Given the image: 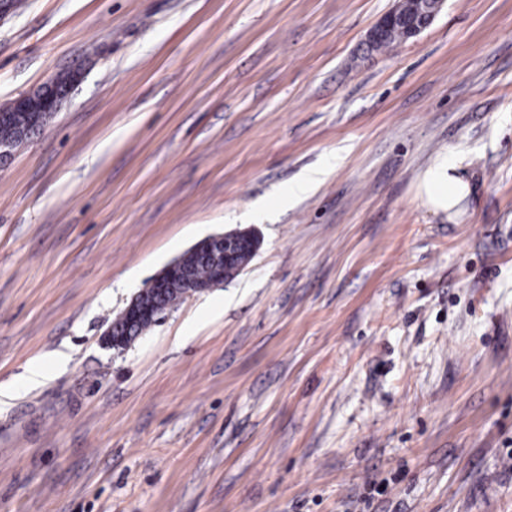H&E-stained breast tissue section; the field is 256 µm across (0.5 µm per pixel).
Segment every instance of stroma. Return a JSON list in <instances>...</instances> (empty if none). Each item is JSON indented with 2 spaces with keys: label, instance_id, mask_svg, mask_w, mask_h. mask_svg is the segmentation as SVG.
I'll return each instance as SVG.
<instances>
[{
  "label": "stroma",
  "instance_id": "35a3bbf8",
  "mask_svg": "<svg viewBox=\"0 0 512 512\" xmlns=\"http://www.w3.org/2000/svg\"><path fill=\"white\" fill-rule=\"evenodd\" d=\"M396 4L0 18V105L78 74L0 168V512H512V0L368 50ZM439 158L465 187L445 212ZM244 229L239 276L103 345ZM448 160L438 161L425 180V193L429 202L437 209L448 210L460 194L459 181L448 174ZM243 238L251 243L253 250L257 251L259 244L256 243L246 230L210 236L195 244L192 250L202 251L205 258L211 263L212 273L207 263L203 262L197 254L188 251L182 257L183 261L181 258H178L167 264L148 282L141 293L145 294L152 291L153 294L165 298L168 290L186 288V293L183 297L185 298L222 285L224 281L227 282V280L242 271L236 265V258L238 249L243 244ZM184 264L193 270L196 277L210 278L211 276V279L206 282L196 280ZM153 294H146L141 298V302L145 306L151 307L150 310L161 305L170 308L180 300L179 296L161 299ZM123 312L127 326H131L134 322L140 320L143 315H147L148 309H145L140 305L138 297L136 296L131 300L125 310L113 318L109 323V325H113V330L116 336H128L125 343V346H128L135 338H137L136 335L138 333L146 332L153 324L145 320L140 324L127 329L122 320Z\"/></svg>",
  "mask_w": 512,
  "mask_h": 512
}]
</instances>
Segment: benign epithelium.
I'll return each mask as SVG.
<instances>
[{
    "instance_id": "7a95c632",
    "label": "benign epithelium",
    "mask_w": 512,
    "mask_h": 512,
    "mask_svg": "<svg viewBox=\"0 0 512 512\" xmlns=\"http://www.w3.org/2000/svg\"><path fill=\"white\" fill-rule=\"evenodd\" d=\"M413 2L415 4L414 11L419 13V18L408 23L412 38L418 36L433 22L443 7L444 0H413ZM68 86L69 78L57 74L46 83L45 90L22 95L13 101V106L18 111L43 114L39 126H27L19 130V135L23 140H28L33 132L44 128L55 116L61 101L67 94ZM245 241L251 243L252 249H258L256 241L245 230L210 236L192 247V250L203 253L211 263L210 280L206 282L196 280L184 266L182 259L178 258L167 264L154 276L143 292L151 291L164 298L168 291L184 288L186 289L185 296L189 297L215 288L241 272L236 265V258L240 245Z\"/></svg>"
}]
</instances>
